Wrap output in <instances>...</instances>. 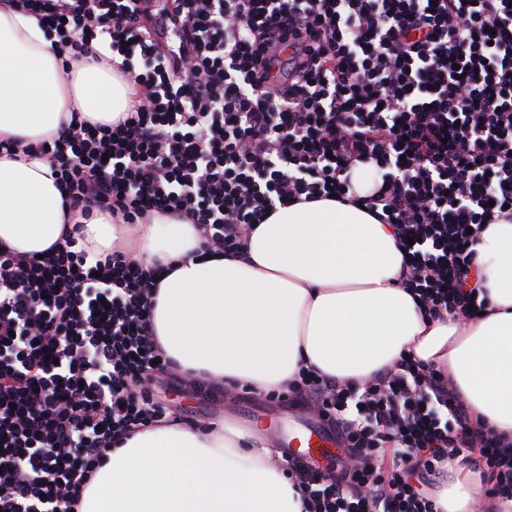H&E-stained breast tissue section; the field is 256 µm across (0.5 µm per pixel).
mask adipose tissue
Masks as SVG:
<instances>
[{"label": "adipose tissue", "instance_id": "adipose-tissue-1", "mask_svg": "<svg viewBox=\"0 0 512 512\" xmlns=\"http://www.w3.org/2000/svg\"><path fill=\"white\" fill-rule=\"evenodd\" d=\"M46 25L0 0V140L54 138L72 113L109 123L133 93L106 64L64 72ZM64 228L63 199L41 158H0V245L40 254ZM81 244L101 254L124 244L144 264H169L153 327L166 356L200 380L284 392L304 370L361 383L410 354L448 372L474 418L512 436V224H491L473 248L483 316L427 320L402 288L391 225L358 204L323 199L277 208L256 225L243 257L197 256L195 225L154 216L130 229L94 213ZM281 452L225 419L203 428L165 424L113 446L84 489L79 512H305ZM445 512H512L459 466Z\"/></svg>", "mask_w": 512, "mask_h": 512}]
</instances>
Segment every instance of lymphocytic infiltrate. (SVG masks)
Listing matches in <instances>:
<instances>
[{"instance_id":"lymphocytic-infiltrate-1","label":"lymphocytic infiltrate","mask_w":512,"mask_h":512,"mask_svg":"<svg viewBox=\"0 0 512 512\" xmlns=\"http://www.w3.org/2000/svg\"><path fill=\"white\" fill-rule=\"evenodd\" d=\"M20 3L75 60L102 62L92 43H107L135 88L115 122L75 113L37 144L70 216L161 213L235 254L277 207L334 194L393 226L425 314L482 312L472 246L512 223V0ZM368 163L378 179L355 196ZM79 239L0 249V512H76L115 442L176 421L157 380L224 392L162 351L156 269ZM285 399L340 447L323 469L287 460L305 512H441L433 490L462 460L512 500V437L416 359L355 387L303 372Z\"/></svg>"}]
</instances>
